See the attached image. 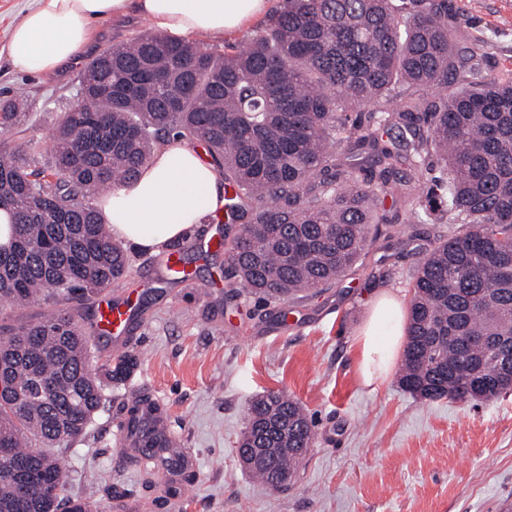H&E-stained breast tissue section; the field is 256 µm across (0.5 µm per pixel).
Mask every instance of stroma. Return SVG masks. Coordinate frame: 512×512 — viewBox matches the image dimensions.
I'll list each match as a JSON object with an SVG mask.
<instances>
[{
	"mask_svg": "<svg viewBox=\"0 0 512 512\" xmlns=\"http://www.w3.org/2000/svg\"><path fill=\"white\" fill-rule=\"evenodd\" d=\"M460 31L480 42L493 71L512 72V0H453ZM30 0H0V99L23 91L14 138L50 136L76 101L84 65L52 78L15 69L10 31ZM225 220L197 226L175 247L192 285L169 276L162 254L128 248L129 273L108 293L137 297L142 312L129 341L114 351L92 337L93 368L105 402L86 433L56 455L72 496L114 512H498L512 497V391L489 401H425L402 391L395 376L365 385L356 370V334L383 291L410 302L423 253L440 227L422 224L410 243L379 238L361 266L300 300L259 304L224 276V256L204 253ZM137 363L122 381L104 377L119 357ZM268 391L298 401L314 441L295 481L271 489L242 469L236 441L250 402ZM165 409L175 447L196 459L192 470L145 471L137 450L116 436L132 402Z\"/></svg>",
	"mask_w": 512,
	"mask_h": 512,
	"instance_id": "stroma-1",
	"label": "stroma"
}]
</instances>
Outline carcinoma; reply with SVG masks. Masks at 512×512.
Returning a JSON list of instances; mask_svg holds the SVG:
<instances>
[{
	"mask_svg": "<svg viewBox=\"0 0 512 512\" xmlns=\"http://www.w3.org/2000/svg\"><path fill=\"white\" fill-rule=\"evenodd\" d=\"M79 86L94 103L67 112L51 164L37 142L0 138V311L77 302L15 325L0 315V512H93L73 497L53 449L84 435L103 403L92 372L91 296L129 260L91 202L137 179L175 133L207 147L243 226L219 240L225 276L263 300H297L358 261L370 225L430 218L462 228L428 248L413 282L400 387L425 400L489 401L512 391V77L490 73L457 38L448 0H285L247 47L199 50L146 31L98 54ZM0 100V133L20 117ZM437 171L429 183L422 171ZM242 448H309L301 405L269 392L248 406ZM130 424L160 449L139 407ZM30 468L20 493L9 460ZM290 455L248 472L272 485Z\"/></svg>",
	"mask_w": 512,
	"mask_h": 512,
	"instance_id": "obj_1",
	"label": "carcinoma"
}]
</instances>
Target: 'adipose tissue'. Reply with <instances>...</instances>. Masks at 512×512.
Wrapping results in <instances>:
<instances>
[{"mask_svg": "<svg viewBox=\"0 0 512 512\" xmlns=\"http://www.w3.org/2000/svg\"><path fill=\"white\" fill-rule=\"evenodd\" d=\"M274 0H34L13 26L12 64L41 78L76 65L100 25L135 12L179 38L221 40L267 14ZM224 203V179L196 148L173 135L161 144L137 180L102 194L96 206L114 239L156 253L206 223ZM404 312L400 300L381 294L371 303L357 340L358 372L364 384L383 380L400 353Z\"/></svg>", "mask_w": 512, "mask_h": 512, "instance_id": "ef3b65f1", "label": "adipose tissue"}]
</instances>
